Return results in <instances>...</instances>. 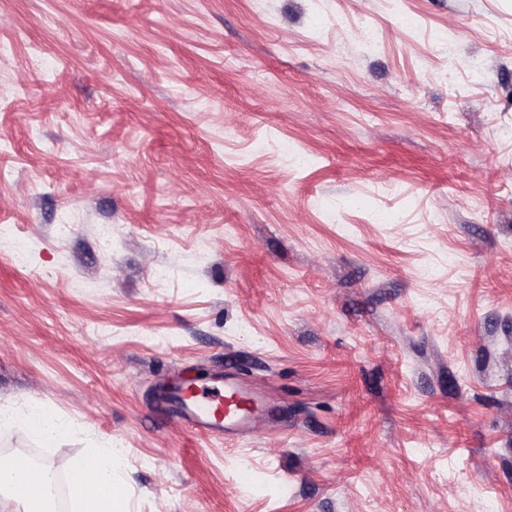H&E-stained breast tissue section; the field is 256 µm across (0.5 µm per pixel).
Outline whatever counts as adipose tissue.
Segmentation results:
<instances>
[{
	"label": "adipose tissue",
	"mask_w": 512,
	"mask_h": 512,
	"mask_svg": "<svg viewBox=\"0 0 512 512\" xmlns=\"http://www.w3.org/2000/svg\"><path fill=\"white\" fill-rule=\"evenodd\" d=\"M122 468L119 449L109 445L92 449L74 467L69 480L78 512H122L118 495Z\"/></svg>",
	"instance_id": "adipose-tissue-1"
}]
</instances>
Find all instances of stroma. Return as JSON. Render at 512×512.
I'll return each instance as SVG.
<instances>
[{"mask_svg": "<svg viewBox=\"0 0 512 512\" xmlns=\"http://www.w3.org/2000/svg\"><path fill=\"white\" fill-rule=\"evenodd\" d=\"M511 129L512 0H0V414L71 424L0 447L111 442L124 512H512ZM219 377L262 426L161 402ZM19 425L22 428L36 431L45 440H53L55 437L63 435L68 429V424L64 420L41 407L31 408L21 419Z\"/></svg>", "mask_w": 512, "mask_h": 512, "instance_id": "1", "label": "stroma"}]
</instances>
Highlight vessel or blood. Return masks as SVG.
<instances>
[{"label":"vessel or blood","mask_w":512,"mask_h":512,"mask_svg":"<svg viewBox=\"0 0 512 512\" xmlns=\"http://www.w3.org/2000/svg\"><path fill=\"white\" fill-rule=\"evenodd\" d=\"M239 393L233 385L215 395L185 386L176 391L175 401L181 419L194 431L220 435L247 416Z\"/></svg>","instance_id":"b4317fda"}]
</instances>
